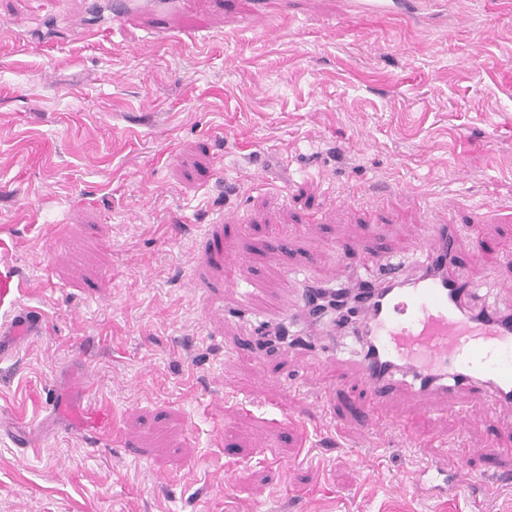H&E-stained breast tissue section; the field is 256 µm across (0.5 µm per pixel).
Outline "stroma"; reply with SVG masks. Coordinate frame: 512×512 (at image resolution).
Here are the masks:
<instances>
[{
	"mask_svg": "<svg viewBox=\"0 0 512 512\" xmlns=\"http://www.w3.org/2000/svg\"><path fill=\"white\" fill-rule=\"evenodd\" d=\"M255 2L0 0V265L41 315L0 357V512H512L486 460L438 495L408 484L429 449L324 413L319 376L362 400L352 338L324 368L234 349L289 280L352 281L376 240L419 261L425 217L479 227L475 295L512 306V0ZM85 430L92 434L112 433V412L105 406L91 409L85 416Z\"/></svg>",
	"mask_w": 512,
	"mask_h": 512,
	"instance_id": "stroma-1",
	"label": "stroma"
}]
</instances>
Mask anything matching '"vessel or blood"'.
Masks as SVG:
<instances>
[{"mask_svg": "<svg viewBox=\"0 0 512 512\" xmlns=\"http://www.w3.org/2000/svg\"><path fill=\"white\" fill-rule=\"evenodd\" d=\"M422 229L424 260L412 268L383 262L361 281L363 297L345 319L362 344L356 365L368 398L359 413L367 426H383L385 403L408 391L415 400L410 417L388 421L408 445H437L458 461L475 455L493 461L500 449L475 450L461 437L425 435L411 427V417L445 409L449 396L477 390L485 400L469 409L471 419L493 416L512 428V312L477 301L460 258L466 243L459 225L426 223ZM294 290L295 302L283 304L277 315L279 327H287L297 311L315 309L317 286L303 280ZM21 296L18 274L1 266L0 326L12 336L31 334L39 323ZM84 426L93 434L111 432V410L91 409Z\"/></svg>", "mask_w": 512, "mask_h": 512, "instance_id": "b4317fda", "label": "vessel or blood"}]
</instances>
